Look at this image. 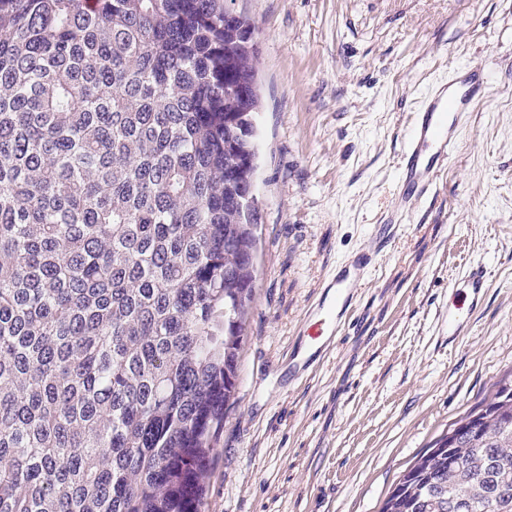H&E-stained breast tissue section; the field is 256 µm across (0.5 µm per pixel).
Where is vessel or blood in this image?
I'll return each instance as SVG.
<instances>
[{
	"mask_svg": "<svg viewBox=\"0 0 512 512\" xmlns=\"http://www.w3.org/2000/svg\"><path fill=\"white\" fill-rule=\"evenodd\" d=\"M464 91L449 96L447 88H439L425 97L409 115L403 148L398 161V179L394 204L381 229L382 243L395 237L413 204L428 198L436 189L438 174L452 157L457 134L463 125L465 103L488 95V84L470 74L462 82ZM376 260L375 254L362 253L338 263L325 280L317 300L304 315L303 323L310 344L303 352L293 354V362L302 365L303 375L315 372L333 351L335 344L355 307L358 291L367 280ZM488 275L485 268L470 269L463 279L466 302L449 305L448 339L456 341L466 335L472 313L484 302Z\"/></svg>",
	"mask_w": 512,
	"mask_h": 512,
	"instance_id": "b4317fda",
	"label": "vessel or blood"
}]
</instances>
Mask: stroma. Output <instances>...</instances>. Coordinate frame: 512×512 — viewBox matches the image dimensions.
Segmentation results:
<instances>
[{
    "instance_id": "35a3bbf8",
    "label": "stroma",
    "mask_w": 512,
    "mask_h": 512,
    "mask_svg": "<svg viewBox=\"0 0 512 512\" xmlns=\"http://www.w3.org/2000/svg\"><path fill=\"white\" fill-rule=\"evenodd\" d=\"M255 24L262 134L258 276L206 512H380L449 426L512 380V0H228ZM433 200L414 205L335 351L288 382L307 308L393 204L405 121L469 69ZM490 272L467 336L441 314Z\"/></svg>"
}]
</instances>
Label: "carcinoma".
Masks as SVG:
<instances>
[{
	"label": "carcinoma",
	"instance_id": "carcinoma-1",
	"mask_svg": "<svg viewBox=\"0 0 512 512\" xmlns=\"http://www.w3.org/2000/svg\"><path fill=\"white\" fill-rule=\"evenodd\" d=\"M255 26L0 0V512H205L257 270ZM512 383L381 512H512Z\"/></svg>",
	"mask_w": 512,
	"mask_h": 512
}]
</instances>
